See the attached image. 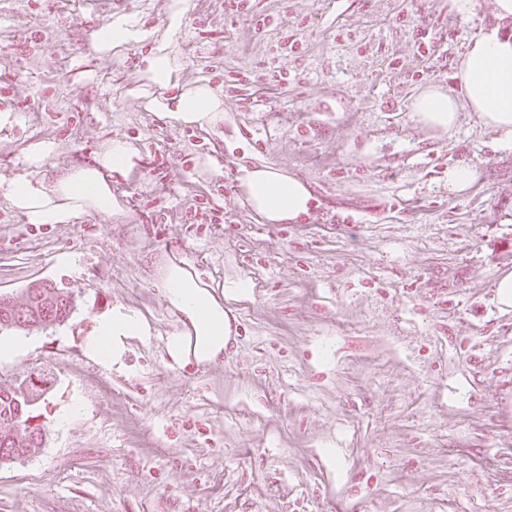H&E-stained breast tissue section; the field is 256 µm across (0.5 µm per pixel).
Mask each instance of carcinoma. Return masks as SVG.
<instances>
[{"label": "carcinoma", "mask_w": 512, "mask_h": 512, "mask_svg": "<svg viewBox=\"0 0 512 512\" xmlns=\"http://www.w3.org/2000/svg\"><path fill=\"white\" fill-rule=\"evenodd\" d=\"M74 311L72 295L53 284L33 283L22 300L0 295V329L31 328L65 321ZM27 377L0 378V465L25 462L42 448L44 425L27 426L40 417L38 405L52 388L47 374L43 386H26Z\"/></svg>", "instance_id": "carcinoma-1"}]
</instances>
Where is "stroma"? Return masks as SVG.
Here are the masks:
<instances>
[{"mask_svg":"<svg viewBox=\"0 0 512 512\" xmlns=\"http://www.w3.org/2000/svg\"><path fill=\"white\" fill-rule=\"evenodd\" d=\"M173 2L0 0V109L24 116L0 128V176L50 180L114 138L141 154L112 184L119 216L33 226L0 194V294L49 282L76 303L0 364L53 382L43 447L0 465V512H512V306L496 301L512 149L472 113L448 136L409 112L430 85L458 89L492 0L469 17L448 0H184L172 31ZM117 15L167 45L175 91L221 95L223 123L186 126L136 95L147 46L95 47ZM42 139L59 149L29 167ZM458 161L480 171L461 195ZM261 163L308 186V217L258 222L237 176ZM64 252L74 270L56 267ZM173 257L224 292L216 364L165 354L179 323L157 268ZM115 306L153 331L122 373L80 348ZM475 164L458 162L448 167V191L461 194L467 191L479 178Z\"/></svg>","mask_w":512,"mask_h":512,"instance_id":"stroma-1","label":"stroma"}]
</instances>
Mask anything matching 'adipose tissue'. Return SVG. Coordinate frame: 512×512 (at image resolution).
Masks as SVG:
<instances>
[{
	"mask_svg": "<svg viewBox=\"0 0 512 512\" xmlns=\"http://www.w3.org/2000/svg\"><path fill=\"white\" fill-rule=\"evenodd\" d=\"M497 23L482 28L462 54L456 78L461 96L432 85L415 95L410 103L414 120L433 130L452 131L460 111L473 112L479 123L494 131L497 141L512 147V0H494ZM150 33L136 19L119 16L96 32L99 52L142 43ZM143 81L137 88L148 106L186 125L214 127L224 120V101L205 84L169 96L175 60L163 50L144 56ZM139 150L129 141L111 140L92 163L61 170L53 179L35 180L17 175L5 183L4 194L12 208L29 224H68L79 213L102 215L122 210L112 193V180L128 176L138 166ZM244 203L266 224L299 222L309 216L313 195L297 177L269 166L244 167L238 177ZM159 285L168 309L181 327L168 337L166 350L178 365H209L223 357L231 324L220 300L196 272L182 261L164 262ZM152 329L141 315L114 307L96 314L81 341L88 359L111 370L123 371L131 339L149 340Z\"/></svg>",
	"mask_w": 512,
	"mask_h": 512,
	"instance_id": "ef3b65f1",
	"label": "adipose tissue"
}]
</instances>
